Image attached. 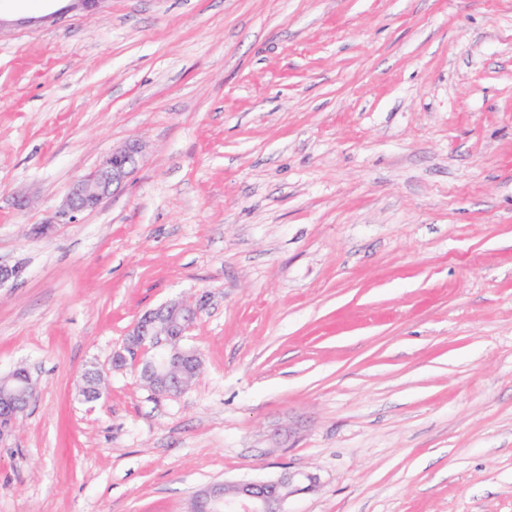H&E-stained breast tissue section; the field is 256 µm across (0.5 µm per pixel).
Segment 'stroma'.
Wrapping results in <instances>:
<instances>
[{
	"label": "stroma",
	"mask_w": 512,
	"mask_h": 512,
	"mask_svg": "<svg viewBox=\"0 0 512 512\" xmlns=\"http://www.w3.org/2000/svg\"><path fill=\"white\" fill-rule=\"evenodd\" d=\"M0 18V375L37 387L0 512H189L287 470L317 479L288 512H512V0ZM131 140L123 189L29 235ZM201 293L190 389L113 367L142 312Z\"/></svg>",
	"instance_id": "1"
}]
</instances>
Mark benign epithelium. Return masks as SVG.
<instances>
[{
    "mask_svg": "<svg viewBox=\"0 0 512 512\" xmlns=\"http://www.w3.org/2000/svg\"><path fill=\"white\" fill-rule=\"evenodd\" d=\"M140 153L139 142L129 141L103 156L90 175L72 183L55 211L54 224H77L80 216L95 211L132 178ZM205 301L204 295L194 302L174 299L145 311L129 329L121 348L113 354L112 362L124 363L129 358L141 362L150 350L184 339ZM178 366L176 359L168 368L156 367L147 361L142 377L158 394L181 393L189 384L177 371ZM34 399L35 386L29 371L19 370L0 379V437L12 430ZM295 476L296 473L288 470L275 479L214 483L203 499L222 501L229 493L225 488L230 486L231 502L245 512H288V499L307 491L294 484Z\"/></svg>",
    "mask_w": 512,
    "mask_h": 512,
    "instance_id": "obj_1",
    "label": "benign epithelium"
}]
</instances>
